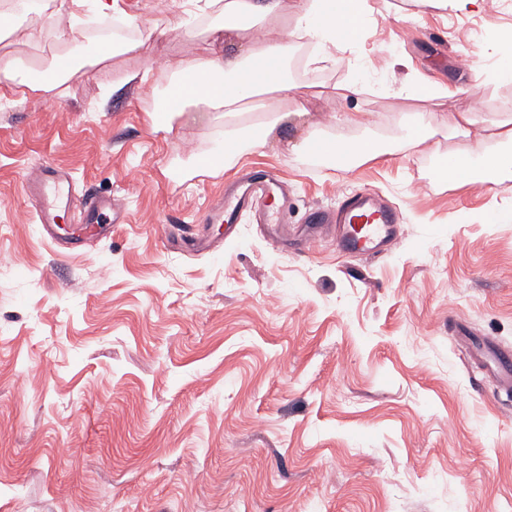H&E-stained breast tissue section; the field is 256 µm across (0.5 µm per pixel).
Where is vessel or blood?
Instances as JSON below:
<instances>
[{
	"mask_svg": "<svg viewBox=\"0 0 512 512\" xmlns=\"http://www.w3.org/2000/svg\"><path fill=\"white\" fill-rule=\"evenodd\" d=\"M27 196L33 201V216L41 234L54 238L64 216H71L78 232L68 237L70 247L107 236L113 227L126 223L125 205L115 196L77 198L69 172L52 163L42 164L25 181ZM294 206L274 176L255 173L242 177L230 190L216 195L205 210L207 224H237L248 209L257 210L265 224H284ZM310 224H329L339 250L347 255L377 256L395 237L400 214L378 193L360 190L344 195L336 210L316 209L305 217ZM472 355L482 358L498 377L504 391L512 392V351L471 343Z\"/></svg>",
	"mask_w": 512,
	"mask_h": 512,
	"instance_id": "b4317fda",
	"label": "vessel or blood"
}]
</instances>
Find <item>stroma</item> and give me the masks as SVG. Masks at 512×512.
<instances>
[{"label": "stroma", "mask_w": 512, "mask_h": 512, "mask_svg": "<svg viewBox=\"0 0 512 512\" xmlns=\"http://www.w3.org/2000/svg\"><path fill=\"white\" fill-rule=\"evenodd\" d=\"M183 0H120L137 52L86 68L41 112L0 101V512H512V398L472 365L457 331L512 348V179L435 177L440 155L474 152L437 131L409 146L413 112L504 118L512 84H478L512 6L468 13L367 0L360 39L336 64H291L302 104L333 107L326 138L376 141L343 172L311 163L308 122L289 118L243 167L280 170L291 232L243 217L201 223L235 171L173 168L217 130L185 114L150 125L152 91L125 84L214 51ZM45 19L0 41L19 66L63 48ZM363 94L342 86L361 69ZM440 97L412 99L418 86ZM371 112L370 127L350 124ZM82 195L114 194L127 223L68 254L30 217L23 183L44 161ZM372 189L401 213L376 258L307 247L304 217ZM169 240H161V226Z\"/></svg>", "instance_id": "obj_1"}]
</instances>
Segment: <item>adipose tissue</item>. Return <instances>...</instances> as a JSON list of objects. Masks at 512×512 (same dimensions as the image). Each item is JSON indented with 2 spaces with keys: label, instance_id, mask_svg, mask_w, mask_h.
<instances>
[{
  "label": "adipose tissue",
  "instance_id": "1",
  "mask_svg": "<svg viewBox=\"0 0 512 512\" xmlns=\"http://www.w3.org/2000/svg\"><path fill=\"white\" fill-rule=\"evenodd\" d=\"M196 12L213 16L208 33L214 43L224 36L239 37L242 49L237 53H220L209 59H195L182 64L175 74L166 70L145 71L128 75V82L150 84L155 93L151 125L154 130L172 132L173 122L191 105L202 104L224 121V131L207 155L193 158L196 169L234 168L247 153L267 145L277 127L288 116L306 117L307 109L297 107L287 114L272 106L265 111H251V100L267 96L274 101L295 97L296 84L288 76L295 43L308 40L317 50L320 61L331 60V47L353 44L361 34V19L366 0H297L293 12H285L282 0H188ZM58 9L68 15L69 28L60 30L58 40L73 41L77 28L90 15H117L119 0H58ZM257 25L279 27L278 36L257 43L246 38V31ZM138 41L97 40L86 51L70 58L67 70L57 72L54 81L37 78L19 70L13 57L0 56V79L12 95L27 100L31 94L51 95L71 73L105 63L112 57L135 52ZM405 127L412 146L427 145L433 129L447 130L449 136L473 138L476 144L495 141L503 145L500 154L488 156L482 165H456L458 177L471 185L486 186L512 176V122L484 123L475 113L451 112L430 116L413 113Z\"/></svg>",
  "mask_w": 512,
  "mask_h": 512
}]
</instances>
